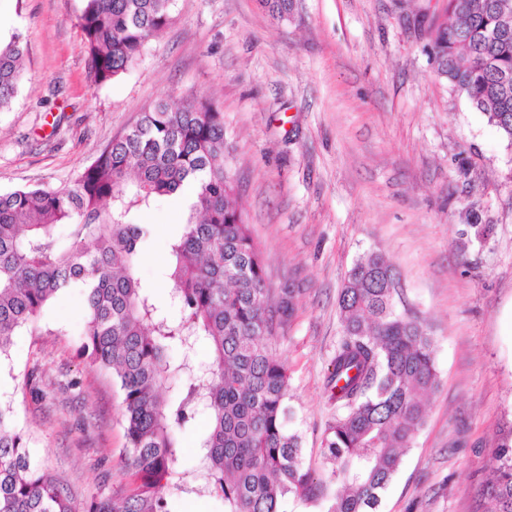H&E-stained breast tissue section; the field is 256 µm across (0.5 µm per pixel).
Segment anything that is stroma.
I'll use <instances>...</instances> for the list:
<instances>
[{
	"label": "stroma",
	"instance_id": "stroma-1",
	"mask_svg": "<svg viewBox=\"0 0 512 512\" xmlns=\"http://www.w3.org/2000/svg\"><path fill=\"white\" fill-rule=\"evenodd\" d=\"M447 3L295 0L277 21L257 0H171L172 22L138 63L98 85L82 0H0V38L19 34L26 51L18 94L0 111V190L70 184L159 101L203 97L223 112L267 286L302 291L271 348L290 375L304 463L319 473L338 297L360 256L386 255L401 278L398 311L431 331L439 387L378 512H490L492 451L512 425V148L435 71L429 30ZM186 217L178 194L135 216L152 229L135 275L156 299ZM83 324L84 296L70 291L0 359V403L79 505L131 483L122 393L78 352Z\"/></svg>",
	"mask_w": 512,
	"mask_h": 512
}]
</instances>
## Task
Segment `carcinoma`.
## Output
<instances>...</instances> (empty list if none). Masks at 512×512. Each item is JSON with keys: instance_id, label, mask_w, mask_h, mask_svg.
Returning <instances> with one entry per match:
<instances>
[{"instance_id": "1", "label": "carcinoma", "mask_w": 512, "mask_h": 512, "mask_svg": "<svg viewBox=\"0 0 512 512\" xmlns=\"http://www.w3.org/2000/svg\"><path fill=\"white\" fill-rule=\"evenodd\" d=\"M502 2L512 16V0H448L429 49L438 75L512 147V21L499 22ZM169 3L83 0L79 27L95 83L140 59L170 23ZM258 3L277 20L294 6ZM23 59L20 35L0 41V111L17 94ZM186 185L195 186L196 199L168 244V297L181 312L173 321L134 276L149 234L134 216ZM60 224L71 227L66 245L55 236ZM394 280L386 256L371 251L341 291L342 337L324 383L336 414L326 429L328 469L319 477L303 463L288 368L267 343L295 314L299 289L286 285L274 298L266 288L224 160L223 113L206 100L160 101L72 184L0 191V356L62 291L82 288L79 351L120 385L133 477L131 489L76 507L31 458L13 408L0 406V512H171V501L201 493L219 497L224 512H287V500H327L326 512H376L424 426L421 394L438 383L427 326L397 311ZM201 340L212 361L197 372L191 352ZM201 408L210 425L188 482L176 470L178 433ZM493 460V512H512V425Z\"/></svg>"}]
</instances>
